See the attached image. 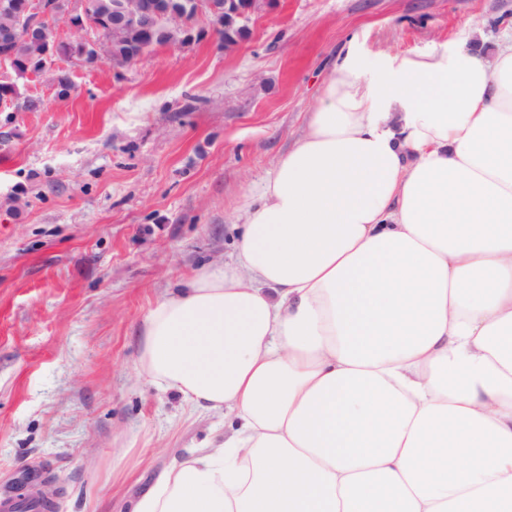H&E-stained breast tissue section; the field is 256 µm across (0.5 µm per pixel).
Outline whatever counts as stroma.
I'll use <instances>...</instances> for the list:
<instances>
[{"instance_id": "obj_1", "label": "stroma", "mask_w": 512, "mask_h": 512, "mask_svg": "<svg viewBox=\"0 0 512 512\" xmlns=\"http://www.w3.org/2000/svg\"><path fill=\"white\" fill-rule=\"evenodd\" d=\"M232 50L216 35L17 80L0 112V490L50 483L55 512H128L222 435L137 373L143 319L233 259L244 200L303 132L345 57L374 68L512 33V0H274Z\"/></svg>"}]
</instances>
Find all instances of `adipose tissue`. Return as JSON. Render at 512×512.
Wrapping results in <instances>:
<instances>
[{
  "label": "adipose tissue",
  "instance_id": "1",
  "mask_svg": "<svg viewBox=\"0 0 512 512\" xmlns=\"http://www.w3.org/2000/svg\"><path fill=\"white\" fill-rule=\"evenodd\" d=\"M139 373L224 437L130 512H512V34L334 68Z\"/></svg>",
  "mask_w": 512,
  "mask_h": 512
}]
</instances>
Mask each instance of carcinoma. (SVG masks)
<instances>
[{
  "mask_svg": "<svg viewBox=\"0 0 512 512\" xmlns=\"http://www.w3.org/2000/svg\"><path fill=\"white\" fill-rule=\"evenodd\" d=\"M25 0H0V31L8 30L17 23ZM92 18L105 30L112 29L114 10L118 0H87ZM58 22L44 24L34 37L18 36L8 44L0 42V52H8L12 70L16 77L24 78L29 74L42 73L48 64V57L79 58L85 66L98 61L88 41H63L57 37ZM109 56L123 64L135 59L142 50H151L155 46L184 42L182 27L167 20L158 21L146 35L135 27H124L116 34L108 35Z\"/></svg>",
  "mask_w": 512,
  "mask_h": 512,
  "instance_id": "carcinoma-1",
  "label": "carcinoma"
}]
</instances>
